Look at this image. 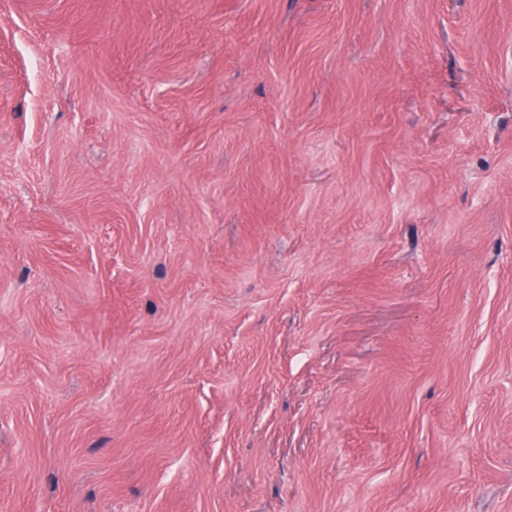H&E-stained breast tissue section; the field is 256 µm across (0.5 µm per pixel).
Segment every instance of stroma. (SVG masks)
<instances>
[{
    "label": "stroma",
    "mask_w": 512,
    "mask_h": 512,
    "mask_svg": "<svg viewBox=\"0 0 512 512\" xmlns=\"http://www.w3.org/2000/svg\"><path fill=\"white\" fill-rule=\"evenodd\" d=\"M0 512H512V0H0Z\"/></svg>",
    "instance_id": "stroma-1"
}]
</instances>
